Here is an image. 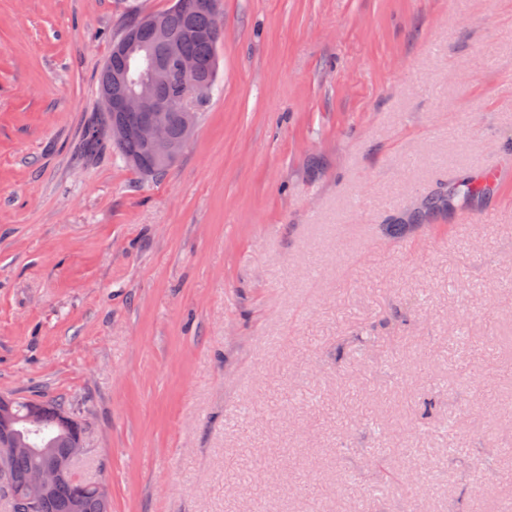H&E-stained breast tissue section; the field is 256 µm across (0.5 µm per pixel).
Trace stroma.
Instances as JSON below:
<instances>
[{
	"mask_svg": "<svg viewBox=\"0 0 512 512\" xmlns=\"http://www.w3.org/2000/svg\"><path fill=\"white\" fill-rule=\"evenodd\" d=\"M170 4L0 0V394L69 405L110 512H505L512 376L458 333L512 366V180L384 226L512 164V0H222L172 168L80 156ZM372 455L418 486L370 503ZM486 182L466 179L448 190L440 187L437 190L416 200L408 215L386 224V232L394 237H402L419 224H427L433 217L456 207V199L462 196L465 202H472L484 197L488 191Z\"/></svg>",
	"mask_w": 512,
	"mask_h": 512,
	"instance_id": "stroma-1",
	"label": "stroma"
}]
</instances>
